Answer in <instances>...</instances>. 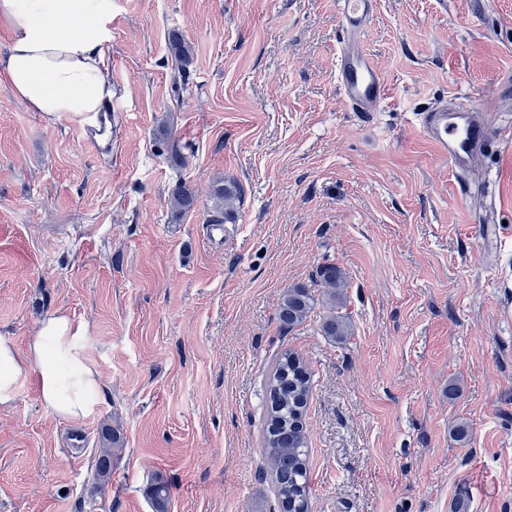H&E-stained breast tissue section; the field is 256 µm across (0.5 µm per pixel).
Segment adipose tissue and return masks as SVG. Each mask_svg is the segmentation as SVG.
<instances>
[{"label": "adipose tissue", "mask_w": 512, "mask_h": 512, "mask_svg": "<svg viewBox=\"0 0 512 512\" xmlns=\"http://www.w3.org/2000/svg\"><path fill=\"white\" fill-rule=\"evenodd\" d=\"M112 0H0V22L12 32L0 56L15 96L51 119L85 123L112 97L102 46L110 36ZM87 332L65 314L45 317L26 348L0 336V407L35 374L49 412L77 421L102 400L98 368L87 358Z\"/></svg>", "instance_id": "adipose-tissue-1"}]
</instances>
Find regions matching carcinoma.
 Returning <instances> with one entry per match:
<instances>
[{
  "label": "carcinoma",
  "mask_w": 512,
  "mask_h": 512,
  "mask_svg": "<svg viewBox=\"0 0 512 512\" xmlns=\"http://www.w3.org/2000/svg\"><path fill=\"white\" fill-rule=\"evenodd\" d=\"M171 54L186 63L189 49L182 35L173 32L169 36ZM239 198L236 183L223 184L215 188L213 206L208 222L225 224L234 221V202ZM173 208L183 212L194 204L190 189L180 186L172 197ZM318 277L330 289L331 300H336V288L342 275L334 264L321 266ZM314 308V297L304 286L288 289L281 302L279 322L284 328L303 322ZM327 336L342 337L350 334V325L342 317H332L323 326ZM310 393L309 377L299 356L291 351L281 355L269 384L270 408L263 448L265 459L275 482L278 504L284 512H309L308 503V456L302 417ZM112 472V449L100 450L97 460L98 479L105 481ZM149 496L155 512H166L169 485L163 478L151 484Z\"/></svg>",
  "instance_id": "carcinoma-1"
}]
</instances>
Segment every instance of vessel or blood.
I'll return each mask as SVG.
<instances>
[{
  "label": "vessel or blood",
  "mask_w": 512,
  "mask_h": 512,
  "mask_svg": "<svg viewBox=\"0 0 512 512\" xmlns=\"http://www.w3.org/2000/svg\"><path fill=\"white\" fill-rule=\"evenodd\" d=\"M375 7L376 0H337L344 33L337 54V87L344 104L353 112L380 111L387 99L383 75L363 47L364 30ZM419 126L436 154L446 158L449 168L458 175L490 141L512 139V129L494 128L473 118L467 105L436 104L420 113Z\"/></svg>",
  "instance_id": "1"
}]
</instances>
